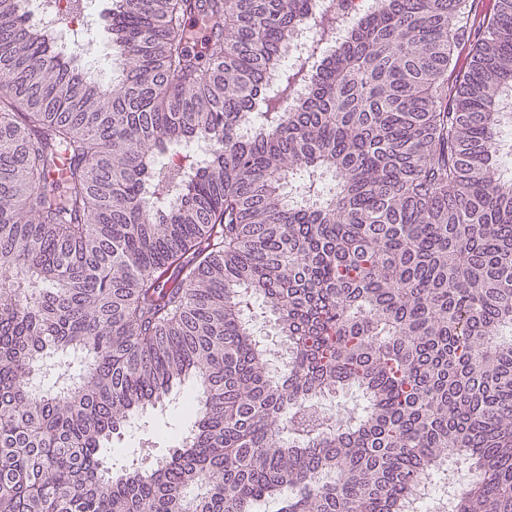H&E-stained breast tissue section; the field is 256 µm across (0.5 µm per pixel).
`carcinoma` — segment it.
Returning <instances> with one entry per match:
<instances>
[{
  "instance_id": "obj_1",
  "label": "carcinoma",
  "mask_w": 512,
  "mask_h": 512,
  "mask_svg": "<svg viewBox=\"0 0 512 512\" xmlns=\"http://www.w3.org/2000/svg\"><path fill=\"white\" fill-rule=\"evenodd\" d=\"M312 8L113 0L106 85L0 0V512H405L450 454L455 512H512V0L290 57ZM187 380L171 457L112 464Z\"/></svg>"
}]
</instances>
